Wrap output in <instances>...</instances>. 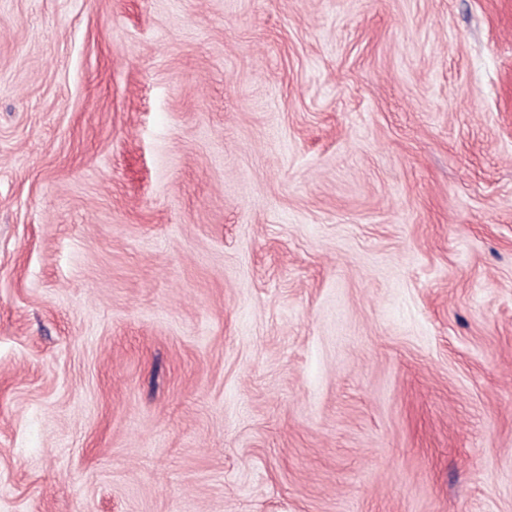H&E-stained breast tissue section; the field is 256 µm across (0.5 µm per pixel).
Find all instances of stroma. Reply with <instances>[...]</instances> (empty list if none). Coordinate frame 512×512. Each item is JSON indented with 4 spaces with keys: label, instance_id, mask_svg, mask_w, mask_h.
<instances>
[{
    "label": "stroma",
    "instance_id": "35a3bbf8",
    "mask_svg": "<svg viewBox=\"0 0 512 512\" xmlns=\"http://www.w3.org/2000/svg\"><path fill=\"white\" fill-rule=\"evenodd\" d=\"M0 512H512V0H0Z\"/></svg>",
    "mask_w": 512,
    "mask_h": 512
}]
</instances>
